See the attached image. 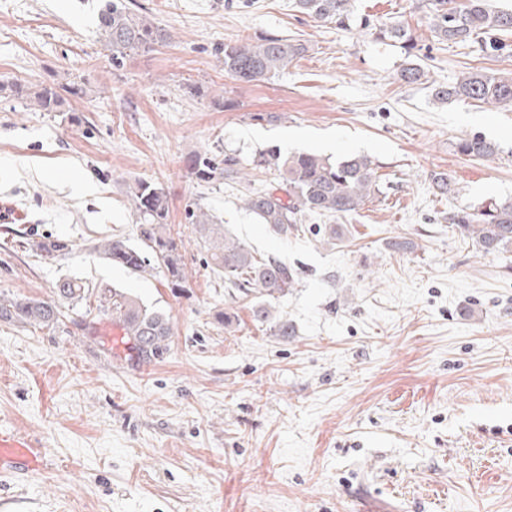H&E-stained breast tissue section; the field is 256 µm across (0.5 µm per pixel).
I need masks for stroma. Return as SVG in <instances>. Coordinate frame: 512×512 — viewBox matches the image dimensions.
<instances>
[{
  "mask_svg": "<svg viewBox=\"0 0 512 512\" xmlns=\"http://www.w3.org/2000/svg\"><path fill=\"white\" fill-rule=\"evenodd\" d=\"M436 0H355V24L314 23L291 0H126L168 40L112 66L99 0H0V296L50 298L77 277L123 289L168 318L162 357L145 361L116 323L84 309L53 328L0 322V428L42 438L52 465L0 481V512H512V252L478 253L450 215L512 197V108L435 102L429 84L483 70L512 74V52L437 41ZM398 23L415 46L359 26ZM303 41L286 73L244 83L224 72L226 42ZM420 65L427 81L399 71ZM84 84L42 112L12 83ZM492 157L457 154L462 136ZM373 160L379 191L342 217V239L306 218L282 237L247 211L244 186L192 160L230 154L255 185L256 151ZM456 187L440 195L432 177ZM160 184L187 275H138L95 251L137 244L129 197ZM90 192L78 191L79 183ZM255 256L297 271L273 316L228 287L189 207ZM61 238L49 257L37 242ZM405 237L408 252L388 243ZM232 326H225V319ZM497 146L479 136H464L455 143V150L462 156L472 158H487L496 154Z\"/></svg>",
  "mask_w": 512,
  "mask_h": 512,
  "instance_id": "obj_1",
  "label": "stroma"
}]
</instances>
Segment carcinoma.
<instances>
[{"label": "carcinoma", "mask_w": 512, "mask_h": 512, "mask_svg": "<svg viewBox=\"0 0 512 512\" xmlns=\"http://www.w3.org/2000/svg\"><path fill=\"white\" fill-rule=\"evenodd\" d=\"M296 12L318 23L349 24L353 0H292ZM101 42L109 51V60L119 66L138 52H147L167 41V31L152 19L132 13L125 0H103L98 12ZM433 32L441 42L468 43L479 36L486 38L485 49L499 52L508 47L498 35L512 32V10L491 4V0H448V7L436 10ZM380 39L411 41L407 30L399 24H382L376 28ZM306 52L298 39L268 36L258 43L224 44V72L231 78L251 83L268 80ZM25 99L41 112H58L62 93L81 97L84 85L69 82L61 88L47 85L34 87L2 85L0 91ZM432 96L439 102L472 100L488 106L512 107V77L482 71H471L452 85H434ZM462 156L487 158L496 154L497 146L479 136H464L455 143ZM254 170H273L280 184L276 187H250L242 198L244 208L260 223L276 234L288 235L307 215L343 217L358 211L377 186L376 168L365 155H351L334 164L316 153L283 155L277 148L263 149L251 161ZM132 200L138 214L139 245L130 246L122 239H110L102 245L101 254L134 274L152 268V261L163 263L170 283L178 287L186 279L184 265L174 238L167 233L169 198L164 188L136 182ZM188 218L207 250L215 270L224 279L248 293L257 288L267 298L288 294L296 283V272L276 258L256 259L243 243L226 236L224 227L200 208L188 210ZM460 233L478 251L496 255L512 250V198L490 200L475 208H465L451 217ZM49 256L69 249L61 239H45L36 244ZM97 302L100 314L109 316L122 326L128 341L142 357H160L167 349L171 327L160 311L115 287L92 288L72 279H62L54 287V298L0 297V321L45 327L62 322L64 308H75ZM253 316L269 324L278 336H290L288 322L271 319L266 304H258Z\"/></svg>", "instance_id": "1"}]
</instances>
